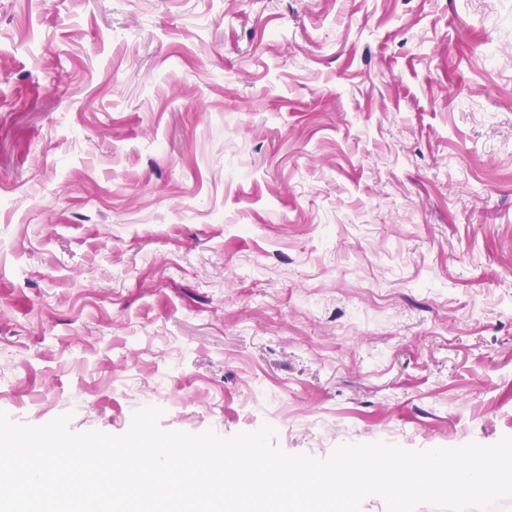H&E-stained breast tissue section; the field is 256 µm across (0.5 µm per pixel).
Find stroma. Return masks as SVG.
<instances>
[{"mask_svg": "<svg viewBox=\"0 0 512 512\" xmlns=\"http://www.w3.org/2000/svg\"><path fill=\"white\" fill-rule=\"evenodd\" d=\"M147 405L512 436V0H0V411Z\"/></svg>", "mask_w": 512, "mask_h": 512, "instance_id": "1", "label": "stroma"}]
</instances>
